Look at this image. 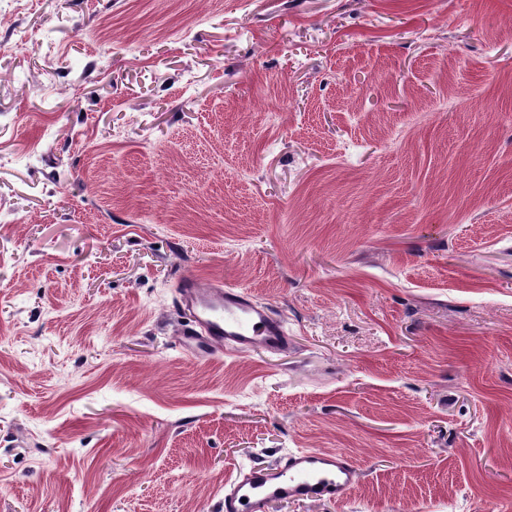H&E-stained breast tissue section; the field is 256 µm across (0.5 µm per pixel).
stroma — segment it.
<instances>
[{
  "mask_svg": "<svg viewBox=\"0 0 512 512\" xmlns=\"http://www.w3.org/2000/svg\"><path fill=\"white\" fill-rule=\"evenodd\" d=\"M188 272L288 327L193 357ZM512 512V0H0V512ZM356 477L346 455L299 449L275 466L241 469L224 487V512H267L274 501L338 502Z\"/></svg>",
  "mask_w": 512,
  "mask_h": 512,
  "instance_id": "1",
  "label": "stroma"
}]
</instances>
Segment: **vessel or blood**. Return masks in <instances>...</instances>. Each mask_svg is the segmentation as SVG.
I'll list each match as a JSON object with an SVG mask.
<instances>
[{"mask_svg":"<svg viewBox=\"0 0 512 512\" xmlns=\"http://www.w3.org/2000/svg\"><path fill=\"white\" fill-rule=\"evenodd\" d=\"M177 304L192 315L181 336L191 355L241 354L257 348L276 354L291 343L284 322L243 289L188 276L178 285ZM356 477L348 456L300 449L275 466L240 471L224 489V512H267L275 501L338 502Z\"/></svg>","mask_w":512,"mask_h":512,"instance_id":"vessel-or-blood-1","label":"vessel or blood"}]
</instances>
